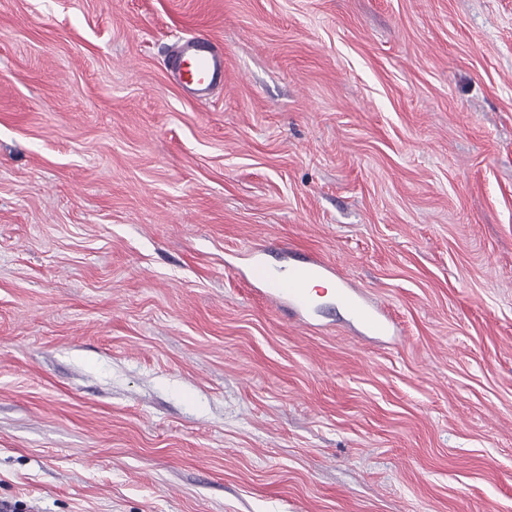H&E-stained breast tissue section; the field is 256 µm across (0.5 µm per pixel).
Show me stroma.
Instances as JSON below:
<instances>
[{
  "label": "stroma",
  "instance_id": "stroma-1",
  "mask_svg": "<svg viewBox=\"0 0 512 512\" xmlns=\"http://www.w3.org/2000/svg\"><path fill=\"white\" fill-rule=\"evenodd\" d=\"M301 251L390 328L289 321L251 265ZM18 501L512 512V0H0ZM167 67L196 100H207L216 88L224 87V48L208 36L182 41Z\"/></svg>",
  "mask_w": 512,
  "mask_h": 512
}]
</instances>
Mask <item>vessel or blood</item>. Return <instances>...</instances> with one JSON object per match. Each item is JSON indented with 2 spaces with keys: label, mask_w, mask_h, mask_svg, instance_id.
<instances>
[{
  "label": "vessel or blood",
  "mask_w": 512,
  "mask_h": 512,
  "mask_svg": "<svg viewBox=\"0 0 512 512\" xmlns=\"http://www.w3.org/2000/svg\"><path fill=\"white\" fill-rule=\"evenodd\" d=\"M168 68L189 93L199 101L210 98L224 85V49L207 36H196L182 41L167 60ZM330 269L314 254H303L289 264L287 273H273L263 262H255L254 279L262 284L266 299L283 308L295 323L306 321L307 313L316 303L307 288L310 278L328 277ZM341 298L348 302L356 316L367 327L382 328L381 313L354 300L348 291H341Z\"/></svg>",
  "instance_id": "vessel-or-blood-1"
}]
</instances>
